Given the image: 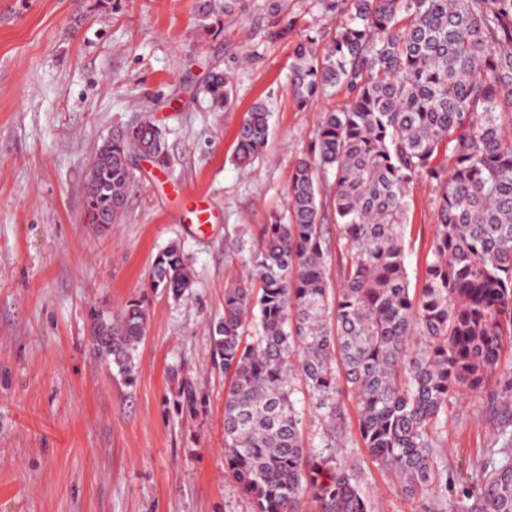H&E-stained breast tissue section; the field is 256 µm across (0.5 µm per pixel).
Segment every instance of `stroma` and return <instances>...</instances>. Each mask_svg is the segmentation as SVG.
Returning <instances> with one entry per match:
<instances>
[{"label": "stroma", "instance_id": "1", "mask_svg": "<svg viewBox=\"0 0 512 512\" xmlns=\"http://www.w3.org/2000/svg\"><path fill=\"white\" fill-rule=\"evenodd\" d=\"M213 29L196 0H0V512H252L224 472V394L211 327L242 259L231 244L283 212L297 158L346 90L299 103L292 53L311 25L333 31L317 0H288V39L273 40L264 0L224 13ZM233 77L234 104L215 109L210 72ZM258 102L272 113L253 166L232 161L238 127ZM151 119L164 165L135 166L117 224L87 223L82 186L113 130ZM434 188L419 181L405 229L410 277H421L436 231ZM211 219L198 227L192 202ZM189 256L193 286L178 299L152 292V259L170 244ZM148 310L137 378L89 350L87 308ZM190 375L206 407L194 419L166 404L172 369ZM336 456L357 460L380 512H441L407 499L394 474L354 438L355 406ZM444 459L472 473L512 433V391L490 380L450 398Z\"/></svg>", "mask_w": 512, "mask_h": 512}]
</instances>
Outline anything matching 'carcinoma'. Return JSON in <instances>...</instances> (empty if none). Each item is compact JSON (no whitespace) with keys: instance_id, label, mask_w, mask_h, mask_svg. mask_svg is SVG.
<instances>
[{"instance_id":"obj_1","label":"carcinoma","mask_w":512,"mask_h":512,"mask_svg":"<svg viewBox=\"0 0 512 512\" xmlns=\"http://www.w3.org/2000/svg\"><path fill=\"white\" fill-rule=\"evenodd\" d=\"M335 20L331 41L310 27L293 51L291 82L303 103L344 88L350 101L323 114L294 166L284 212L258 238H240L249 272L224 289L213 331L224 397V471L253 512H374L359 468L307 447L296 381L325 412L330 444L341 435L340 396L355 401V427L372 461L394 471L406 494L441 496L459 484L466 503L448 512H512V441L480 471L448 474L437 453L448 398L483 388L512 345V0H318ZM270 36L286 39V0H266ZM214 106L233 82L215 72ZM271 111L254 104L239 125L235 160L266 148ZM141 153L164 163L163 131L145 119L105 138L83 185L90 224H114L128 205L130 165ZM338 232L341 281L331 289V241L322 218L324 178ZM435 187L437 230L421 282L411 286L404 229L412 191ZM149 287L178 297L192 269L171 245L153 260ZM90 350L124 380L136 377L147 310L131 300L88 312ZM166 404L199 416L193 379L170 375Z\"/></svg>"}]
</instances>
